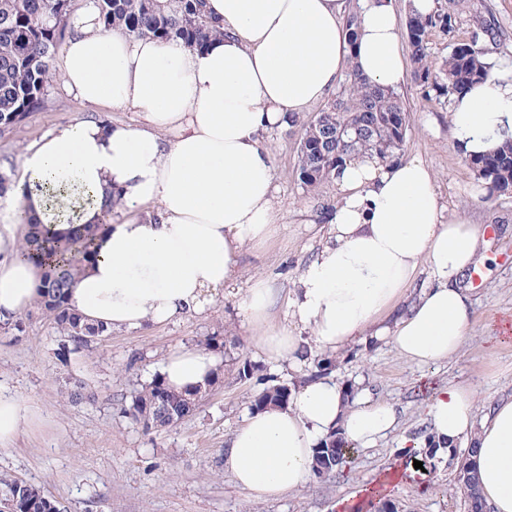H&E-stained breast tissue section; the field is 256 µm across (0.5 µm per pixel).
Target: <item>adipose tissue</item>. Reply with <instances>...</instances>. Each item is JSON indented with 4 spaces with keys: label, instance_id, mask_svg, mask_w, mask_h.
Instances as JSON below:
<instances>
[{
    "label": "adipose tissue",
    "instance_id": "obj_1",
    "mask_svg": "<svg viewBox=\"0 0 512 512\" xmlns=\"http://www.w3.org/2000/svg\"><path fill=\"white\" fill-rule=\"evenodd\" d=\"M224 33L205 48L102 32L93 7L77 11L57 63L65 88L91 107L133 109V125L93 120L57 125L22 159L23 182L0 198V224L18 211L47 216L37 182L62 180L53 229L69 237L102 223L114 191L131 218L103 224L95 259L67 294L69 309L113 330L161 325L204 311L232 281L244 246L275 230L274 169L263 138L320 101L344 70L398 89L407 62L391 0H361V34L349 46L347 0H209ZM464 154L495 151L512 137V82L492 79L455 99L449 116ZM340 201L331 234L303 267L288 300L290 322L269 321L277 297L255 277L239 309L273 362L303 364L349 344L390 340L422 365L455 354L472 323L462 276L484 245L463 216L445 218L435 176L421 159L348 160L335 179ZM0 233V317L35 302L40 270ZM434 281L404 303L421 265ZM310 337H303V329ZM213 355L181 349L161 375L173 390L207 391ZM439 445L471 437L481 495L492 512H512V400L475 415L474 390L443 387L427 407ZM395 409L366 389L319 377L296 385L287 405L250 412L233 432L224 468L249 498L275 499L311 474L316 448L334 432L367 448L391 432Z\"/></svg>",
    "mask_w": 512,
    "mask_h": 512
}]
</instances>
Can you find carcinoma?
I'll list each match as a JSON object with an SVG mask.
<instances>
[{
	"mask_svg": "<svg viewBox=\"0 0 512 512\" xmlns=\"http://www.w3.org/2000/svg\"><path fill=\"white\" fill-rule=\"evenodd\" d=\"M209 0H93L102 30H123L133 38L176 40L196 49L221 32L208 8ZM74 0H0V128L22 123L28 115L48 107V88L53 77L51 62L73 31ZM455 12L438 9L427 15L409 13L407 36L417 64L416 77L426 96L447 98L495 77L494 64L487 61L477 40L466 49H451L446 68L434 74L428 66L429 32L435 28L451 34ZM289 126L301 131L296 174L309 192L334 178L336 169L359 155L393 161L400 154L407 132V113L398 94L369 81L355 67H349L336 99L327 102L313 116L298 115ZM491 192L512 191V137L496 151L468 159ZM26 225L27 250L22 256L41 270L37 305L51 314L69 352L79 351L91 338L103 334L84 324L66 306V291L91 262L93 241L99 224L84 226L76 239H59L42 221L28 214L19 216ZM191 392L177 393L157 377L138 393L131 410L147 428L169 424L167 415L154 411L165 399L171 411H180ZM353 448L343 438L316 451L314 463L327 473L347 462ZM455 489L468 500L471 512H486L481 499L479 477L473 469H459ZM0 498L16 503L18 512H66V507L48 497L36 485L0 475Z\"/></svg>",
	"mask_w": 512,
	"mask_h": 512,
	"instance_id": "obj_1",
	"label": "carcinoma"
}]
</instances>
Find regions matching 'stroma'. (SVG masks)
<instances>
[{
    "mask_svg": "<svg viewBox=\"0 0 512 512\" xmlns=\"http://www.w3.org/2000/svg\"><path fill=\"white\" fill-rule=\"evenodd\" d=\"M463 3L454 33L435 28L429 34L431 70L440 71L452 44L474 39L497 76L512 82V0ZM487 21L496 25V38L482 36ZM399 94L408 115L402 158H419L434 171L446 216L465 209L470 222L485 230L488 245L482 262L464 277L473 319L455 356L418 365L385 340L336 352L327 377L341 385L364 378L372 399L395 407V430L374 447L358 449L345 466L310 477L277 500L250 499L223 467L229 436L251 411L261 384L287 383L315 369L311 362L295 367L268 361L237 315L239 300L260 274L278 295L274 323L287 321L295 282L326 240L327 209L340 199L332 181L316 195L304 190L295 169L297 136L283 127L265 138L279 188L278 232L264 245L243 248L238 276L217 290L202 314L136 332H108L65 359L59 355V333L37 308L23 312V332L0 331V394L22 397L32 410L29 429L0 447V472L40 486L68 512H338L337 501L375 488L403 441L428 429L425 407L442 387H475L479 417L490 401L511 397L512 337L503 327L512 319V192L489 194L467 163L450 127L451 100L428 99L411 73ZM49 95L47 110L0 132V173L13 181L21 179L26 148L58 123L136 120L128 108L85 107L57 77ZM184 346L217 356L218 381L178 424L145 428L132 418V402L160 375L166 356ZM245 360L258 368L260 380L239 377ZM79 385L90 398L71 403L69 395ZM455 472L447 455H438L415 481L388 486L383 497L399 512H469L466 498L453 491Z\"/></svg>",
    "mask_w": 512,
    "mask_h": 512,
    "instance_id": "35a3bbf8",
    "label": "stroma"
}]
</instances>
